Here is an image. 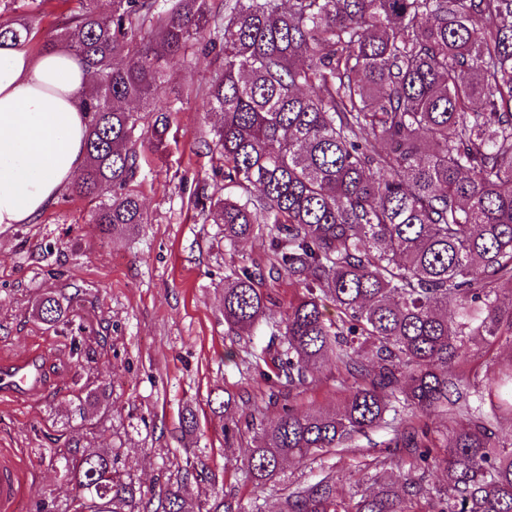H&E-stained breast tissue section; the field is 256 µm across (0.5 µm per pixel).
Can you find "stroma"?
Instances as JSON below:
<instances>
[{
  "instance_id": "35a3bbf8",
  "label": "stroma",
  "mask_w": 512,
  "mask_h": 512,
  "mask_svg": "<svg viewBox=\"0 0 512 512\" xmlns=\"http://www.w3.org/2000/svg\"><path fill=\"white\" fill-rule=\"evenodd\" d=\"M208 56L175 60L161 93L175 99L166 147L147 153L139 191L150 223L112 239L91 220L93 201L61 195L32 224L0 226V356L46 359L45 388L37 399L0 400V449L32 468L35 487L20 512H65L75 493L52 453L123 444L120 469L143 488L163 485L198 455L205 478L189 493L210 500L223 489L246 512H280L289 486L335 475L347 496L379 474L405 472L442 484V465L413 469L391 455L388 430L376 429L349 448L309 461L284 463L279 476L256 486L245 476L250 446L225 447V417L215 397L238 398L236 420L277 418L269 387L250 365L253 348L266 345L271 327L235 337L224 323V277L243 264L267 263L266 239L226 248L218 227L203 223L191 203L198 184L216 183V163L203 145L209 125L195 90L212 74ZM69 301V326L53 331L37 317L45 295ZM351 382L336 368L320 369L311 384L292 391L296 411L333 410ZM192 410L199 429L186 435L181 415Z\"/></svg>"
}]
</instances>
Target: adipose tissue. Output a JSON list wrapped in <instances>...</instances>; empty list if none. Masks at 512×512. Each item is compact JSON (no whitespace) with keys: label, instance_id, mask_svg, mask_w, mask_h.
<instances>
[{"label":"adipose tissue","instance_id":"obj_1","mask_svg":"<svg viewBox=\"0 0 512 512\" xmlns=\"http://www.w3.org/2000/svg\"><path fill=\"white\" fill-rule=\"evenodd\" d=\"M90 83L67 51L0 47V225L35 221L85 166Z\"/></svg>","mask_w":512,"mask_h":512}]
</instances>
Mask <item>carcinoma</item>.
I'll return each instance as SVG.
<instances>
[{
    "instance_id": "1",
    "label": "carcinoma",
    "mask_w": 512,
    "mask_h": 512,
    "mask_svg": "<svg viewBox=\"0 0 512 512\" xmlns=\"http://www.w3.org/2000/svg\"><path fill=\"white\" fill-rule=\"evenodd\" d=\"M36 2L0 0V46L30 43L33 16L18 9ZM76 2L44 44L95 77L71 193L111 192L93 214L104 234L149 223L141 149L164 147L175 111L158 90L178 56H212L204 145L224 185H198L194 207L224 246L265 235L270 251L268 274L253 264L224 277V322L248 334L268 321L265 278L286 275L305 294L253 352L269 400L327 365L354 379L337 412L284 404L271 423L251 420L256 485L288 458L385 428L386 447L443 463L447 484L374 475L376 490L340 498L328 473L291 490L283 512H407L422 493L438 512H512V439L499 436L512 424V356L467 374L470 346L512 343V0H112L106 15ZM136 26L152 34L145 50ZM37 316L55 328L67 307L46 295ZM120 454L72 458L68 512H195L194 472L177 468L146 499Z\"/></svg>"
}]
</instances>
